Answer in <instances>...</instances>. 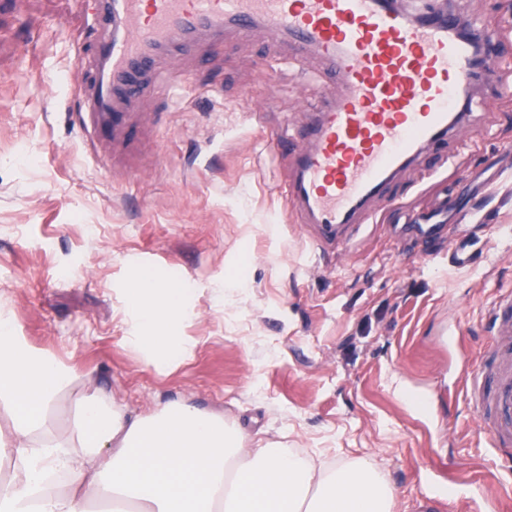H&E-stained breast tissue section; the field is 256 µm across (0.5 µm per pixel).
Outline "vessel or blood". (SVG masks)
Wrapping results in <instances>:
<instances>
[{
    "label": "vessel or blood",
    "instance_id": "1",
    "mask_svg": "<svg viewBox=\"0 0 512 512\" xmlns=\"http://www.w3.org/2000/svg\"><path fill=\"white\" fill-rule=\"evenodd\" d=\"M96 38L79 67L92 84L80 97L85 132L106 147L129 144L130 111L150 87L169 91L161 63L200 36L222 43L226 30L262 27L293 43L297 57L317 52L343 91L325 100L295 138L269 133L287 166L282 195L288 215L310 232L319 251L337 250L368 223L369 200L427 147L467 131L465 108L474 77L503 57V36L480 30L483 56L457 36L453 15L415 20L390 0H92ZM440 208L412 217L405 235L430 245L453 234ZM484 330L495 366L466 365L461 379L478 390L477 416L489 445L512 451V291L488 308Z\"/></svg>",
    "mask_w": 512,
    "mask_h": 512
}]
</instances>
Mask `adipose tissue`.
I'll use <instances>...</instances> for the list:
<instances>
[{"instance_id":"ef3b65f1","label":"adipose tissue","mask_w":512,"mask_h":512,"mask_svg":"<svg viewBox=\"0 0 512 512\" xmlns=\"http://www.w3.org/2000/svg\"><path fill=\"white\" fill-rule=\"evenodd\" d=\"M187 294L149 276L133 281L129 344L149 364L178 356ZM67 381L58 359L27 349L0 309V460L12 466L0 478V512H88L92 497L111 512H392L374 457L319 465L183 401L140 416L88 390L59 440L52 424Z\"/></svg>"}]
</instances>
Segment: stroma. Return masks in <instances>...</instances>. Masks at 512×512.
<instances>
[{
  "mask_svg": "<svg viewBox=\"0 0 512 512\" xmlns=\"http://www.w3.org/2000/svg\"><path fill=\"white\" fill-rule=\"evenodd\" d=\"M469 28L512 32V0H447ZM95 25L85 0H0V308L68 366L56 407L65 435L85 384L135 415L185 401L325 464L375 456L393 512L465 493L512 512V478L488 446L455 371L489 362L484 330L512 283V90L475 89L470 146L429 150L373 200L342 258L313 263L261 131L285 132L336 84L263 29L171 58L180 104L144 93L138 138L97 153L76 118L79 57ZM458 202L464 243L398 236L405 215ZM143 272L193 293L172 366L129 347L127 290ZM232 290L220 294L219 289Z\"/></svg>",
  "mask_w": 512,
  "mask_h": 512,
  "instance_id": "1",
  "label": "stroma"
}]
</instances>
